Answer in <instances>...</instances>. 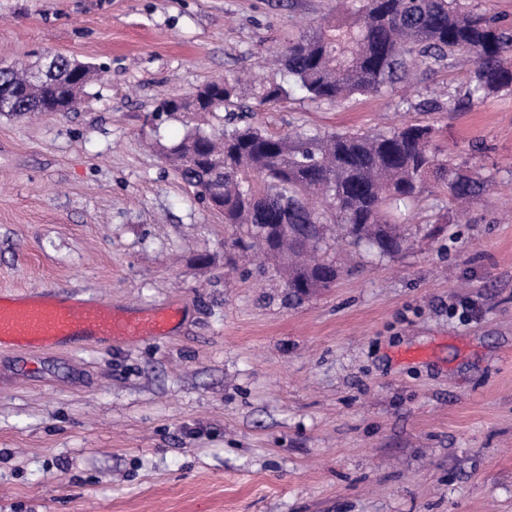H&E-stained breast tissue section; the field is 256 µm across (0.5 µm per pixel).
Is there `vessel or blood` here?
Returning a JSON list of instances; mask_svg holds the SVG:
<instances>
[{"label": "vessel or blood", "mask_w": 512, "mask_h": 512, "mask_svg": "<svg viewBox=\"0 0 512 512\" xmlns=\"http://www.w3.org/2000/svg\"><path fill=\"white\" fill-rule=\"evenodd\" d=\"M176 310L129 313L54 289L0 294V346L67 344L77 339L125 342L167 335Z\"/></svg>", "instance_id": "1"}]
</instances>
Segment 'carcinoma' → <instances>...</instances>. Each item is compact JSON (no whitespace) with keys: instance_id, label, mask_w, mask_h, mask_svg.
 Masks as SVG:
<instances>
[{"instance_id":"cac0c4a2","label":"carcinoma","mask_w":512,"mask_h":512,"mask_svg":"<svg viewBox=\"0 0 512 512\" xmlns=\"http://www.w3.org/2000/svg\"><path fill=\"white\" fill-rule=\"evenodd\" d=\"M471 64L469 104L512 90V28L458 0H347L344 16L293 39L283 55L287 80L263 87L258 105L299 89L316 103L353 95L383 97L404 82H425L436 72ZM81 68L80 80L71 75ZM94 67L53 55L35 67L0 69V115L72 112L92 81ZM235 86L209 81L177 99V112H218ZM433 128L411 124L375 133H298L273 137L246 126L216 136L200 128L162 147L184 183L215 203L224 223L244 229L242 249L260 247L278 262L290 294L300 299L330 288L340 268L328 250L336 236L368 244L382 256L398 253L407 234L388 211L425 187L441 192L456 221L478 199L484 182L439 158ZM261 224L288 230L265 241Z\"/></svg>"}]
</instances>
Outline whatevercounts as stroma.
<instances>
[{"label":"stroma","mask_w":512,"mask_h":512,"mask_svg":"<svg viewBox=\"0 0 512 512\" xmlns=\"http://www.w3.org/2000/svg\"><path fill=\"white\" fill-rule=\"evenodd\" d=\"M336 0H0V64L97 79L67 115L0 116V292L179 304L161 339L0 348V512H512V92L455 108L442 70L388 99L255 109L289 40ZM239 80L221 112L165 96ZM436 99L440 108L428 109ZM283 136L428 125L487 183L402 209L393 256L336 245L290 299L157 150L191 128Z\"/></svg>","instance_id":"obj_1"}]
</instances>
